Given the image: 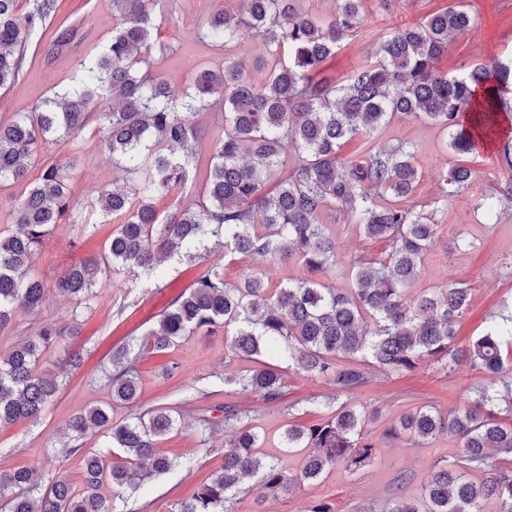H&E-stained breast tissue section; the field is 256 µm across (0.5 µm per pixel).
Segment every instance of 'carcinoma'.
Listing matches in <instances>:
<instances>
[{
    "mask_svg": "<svg viewBox=\"0 0 512 512\" xmlns=\"http://www.w3.org/2000/svg\"><path fill=\"white\" fill-rule=\"evenodd\" d=\"M158 0H112L120 24L95 59L83 61L73 86L11 121L0 120V184L26 180L28 165L51 138L76 137L91 122L102 125L112 157L127 177L102 190V210L123 217L105 251L72 265L54 288L82 303L93 295L106 270H154L177 255L196 261L216 249L242 257H296L313 274L336 270L342 260L326 231L336 212L365 239L387 242L380 257L356 253L347 261L351 285L326 288L306 279L272 290L254 275L236 283L211 265L166 307L158 328L141 339L146 350L161 351L194 332L224 329L229 359L283 358L288 367L318 376L336 387V411L312 425L288 424V451L308 449L298 474L278 460L257 456L260 435L246 415L224 407V464L208 484L176 512H234L236 494L248 488L256 504L314 482L332 468L352 474L373 463V445L364 433L368 412L347 396L370 382L367 361L384 372L413 371L425 363L454 371L467 362L490 377L463 409L444 415L425 404L391 425L388 435L423 446L447 431L460 449L451 463L437 467L417 496L393 490L383 506L366 503L357 512H512V314L491 317L471 343L455 342V324L469 309V289L456 283L410 296L423 259L435 241L434 212L408 203L419 181L413 152L375 143L378 127L395 114L430 121L448 131L449 146L469 154L484 142H499L501 164L512 171V61H493L448 77L437 62L448 40L471 28L463 9L435 13L415 25L384 31L374 57L348 77H319L340 42L362 22L361 0H335L330 16L317 19L297 7L299 0H239L240 8L212 12L203 37L224 49V67L196 74L181 98L146 70L152 52L170 48L152 40ZM0 0V89L20 77L28 41L56 12V0ZM246 38L266 48V76L251 79L246 64L230 48ZM224 112V131L212 145L204 192L196 206L172 203L159 212L154 200L184 188L197 176V118ZM362 138L369 150L347 159L340 150ZM296 159L275 187L265 191L288 150ZM473 172L452 167L446 184L459 193ZM478 207L491 220L512 210V179L483 196ZM16 231L0 234V332L14 322L16 309H41L45 284L34 266L38 247L56 224L71 218L67 176L47 167L28 184L13 211ZM75 329L48 322L34 339L0 356V427L36 420L59 390L55 377L38 371L40 357ZM240 390L264 401L281 395L278 366L262 362L238 375ZM112 404L94 406L71 418L62 452L81 450L91 430L109 439L105 456L84 458V491L66 480L39 487L33 471L18 467L0 473L5 512H122L120 506L142 483L171 470L159 442L177 426L173 409L157 407L115 420L113 408L136 406L141 397L134 363L124 349L112 356ZM112 484V500L98 495Z\"/></svg>",
    "mask_w": 512,
    "mask_h": 512,
    "instance_id": "carcinoma-1",
    "label": "carcinoma"
}]
</instances>
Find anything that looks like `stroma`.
Here are the masks:
<instances>
[{
	"mask_svg": "<svg viewBox=\"0 0 512 512\" xmlns=\"http://www.w3.org/2000/svg\"><path fill=\"white\" fill-rule=\"evenodd\" d=\"M58 8L47 27L36 31L29 42L24 74L8 90L0 91V119L7 121L32 108L54 93L72 85L77 65L99 55L120 23L112 12L111 0H57ZM233 9L237 0H160L155 24L158 39L170 48L168 57L151 60V73L160 75L173 95H180L200 70L217 69L224 52L202 39L206 18L218 4ZM462 7L475 19L473 27L457 35L448 45L438 70L451 76L494 58L512 55V0H363L362 23L344 48L329 58L323 77L343 78L374 51L389 25H414L429 15ZM75 26L70 44L56 54L49 47L59 29ZM377 143H400L413 151L420 179L413 204L436 209L437 241L423 262L414 291L443 288L457 281L471 290L466 315L455 327L458 345H467L483 331L493 314L512 312V214L487 220L475 204L512 171L501 166L496 145L467 155L474 178L459 194L445 195L443 174L459 158L448 146V133L440 126L404 116L392 118L378 128ZM63 167L68 176L75 221L54 225L34 259L35 267L48 289L39 312L17 310L13 325L0 332V355L30 339L48 321L74 322L76 337H63L54 351L43 355L41 371L58 375L63 388L37 422H21L0 428V471L17 467L34 470L43 480L66 478L74 488L82 486L83 458L104 451L106 440L99 433L84 437L80 453L63 456L59 450L67 439V421L86 408L112 399L108 376L112 372V352L127 347L137 357L141 400L145 407H169L180 415V426L166 436L159 449L173 463L171 473L145 483L131 512H174L177 502L190 497L224 461V418L222 409L230 405L243 410L251 427L260 434L263 459L277 458L283 467L297 471L299 454H288L282 437L289 423L315 424L336 408V390L327 382L294 370L284 376L283 395L273 402L240 391L231 377L249 369L244 360L229 361V343L223 334H192L177 346L157 353L140 350L145 333L154 327L159 312L188 287L199 270L197 264L181 258L164 264L162 277L144 273H110L104 276L87 305L61 296L52 287L54 280L72 263L100 255L120 219L103 215L95 206L98 191L122 178L121 169L105 148L101 132L89 127L74 138H61L44 145L39 162L30 168L27 179L36 181L43 167ZM476 241V248L460 247V239ZM210 263L224 267L225 280L234 282L245 274L261 277L270 288L308 279L305 266L296 261L249 260L237 255L212 253ZM370 383L356 390L352 402L380 408L378 418L366 430L375 446L371 466L348 476L331 469L320 480L305 482L278 498L268 500L265 512H307L319 499L332 500L338 512H352L363 501L383 504L398 476H407V495H416L421 484L445 461L451 459L459 442L441 433L424 447L406 440L389 438L385 430L407 411L431 404L442 412L463 408L484 377L468 364L453 372L422 366L411 373L388 374L368 366ZM214 422L211 433L200 435L198 419ZM210 454H203V447Z\"/></svg>",
	"mask_w": 512,
	"mask_h": 512,
	"instance_id": "obj_1",
	"label": "stroma"
}]
</instances>
